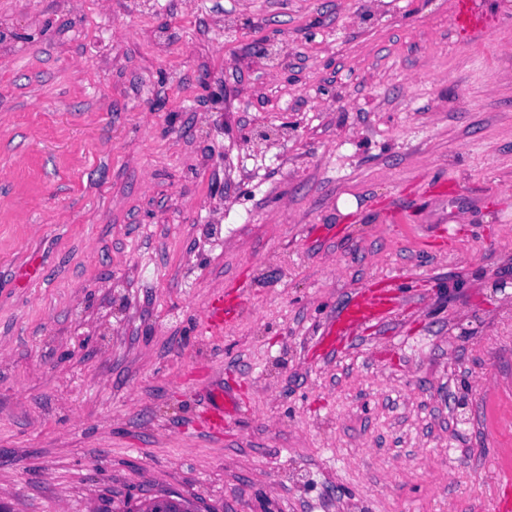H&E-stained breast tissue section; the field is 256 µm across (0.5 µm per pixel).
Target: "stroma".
<instances>
[{
    "mask_svg": "<svg viewBox=\"0 0 512 512\" xmlns=\"http://www.w3.org/2000/svg\"><path fill=\"white\" fill-rule=\"evenodd\" d=\"M453 2L0 0L9 512H500L512 0ZM453 14L454 26L457 31L464 33V35L470 40L480 39L483 29L480 26L479 19L474 15L469 1H455ZM206 328L212 332L224 331V292L211 297L206 315ZM385 298L374 295L371 298L362 299L351 304L338 319L342 324L336 330L339 339L347 336L354 327L370 321L381 322L388 315Z\"/></svg>",
    "mask_w": 512,
    "mask_h": 512,
    "instance_id": "stroma-1",
    "label": "stroma"
}]
</instances>
